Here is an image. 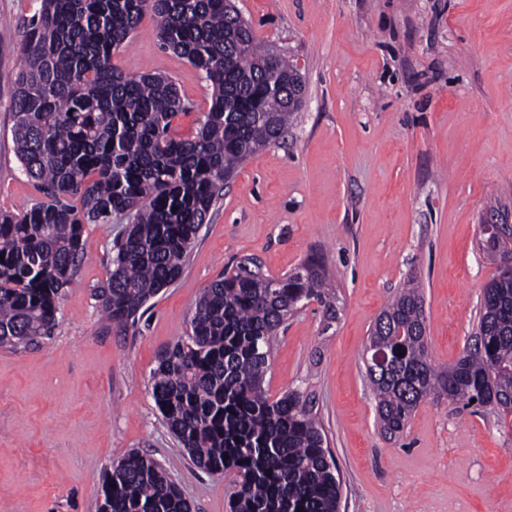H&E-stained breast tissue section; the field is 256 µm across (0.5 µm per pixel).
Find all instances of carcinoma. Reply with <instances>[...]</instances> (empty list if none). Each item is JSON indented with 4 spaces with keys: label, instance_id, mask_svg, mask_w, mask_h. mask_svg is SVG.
<instances>
[{
    "label": "carcinoma",
    "instance_id": "1",
    "mask_svg": "<svg viewBox=\"0 0 512 512\" xmlns=\"http://www.w3.org/2000/svg\"><path fill=\"white\" fill-rule=\"evenodd\" d=\"M160 46L186 58L211 87L195 133L174 134L190 112L163 74L126 75L112 56L145 13ZM233 0H40L23 31L13 96L22 171L44 200L0 214V347L28 349L51 336L64 289L83 253V227L127 224L113 241L112 272L96 297L113 329L181 275L212 207L237 168L279 142L300 107L288 103L295 64L272 57L234 13ZM483 248L508 239L481 225ZM337 318L338 298L312 255L280 277L244 257L204 288L191 335L168 347L151 396L193 464L235 476L230 512H338L341 480L322 425L302 392L271 399V339L310 302ZM366 366L381 431H405L421 403L447 400L512 417V278L495 275L460 358L436 365L424 300L407 282L377 316ZM100 512H191L171 477L136 452L112 467Z\"/></svg>",
    "mask_w": 512,
    "mask_h": 512
}]
</instances>
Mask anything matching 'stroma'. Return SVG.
Masks as SVG:
<instances>
[{
  "label": "stroma",
  "instance_id": "obj_1",
  "mask_svg": "<svg viewBox=\"0 0 512 512\" xmlns=\"http://www.w3.org/2000/svg\"><path fill=\"white\" fill-rule=\"evenodd\" d=\"M257 42L301 67L303 106L284 141L226 184L179 279L125 333L105 329L94 290L122 217L84 227L80 266L53 336L0 348V512H98L103 480L147 455L192 512H229L231 475L196 468L150 395L160 352L191 332L224 268L254 258L282 276L318 254L339 313L301 307L271 343L272 396L308 395L342 484L339 512H512V427L490 409L422 403L385 436L363 357L387 301L417 279L431 356L455 363L498 270L481 224H512V0H236ZM37 0H0V210L40 201L21 171L12 97ZM145 14L112 63L171 77L194 133L210 89L163 49Z\"/></svg>",
  "mask_w": 512,
  "mask_h": 512
}]
</instances>
